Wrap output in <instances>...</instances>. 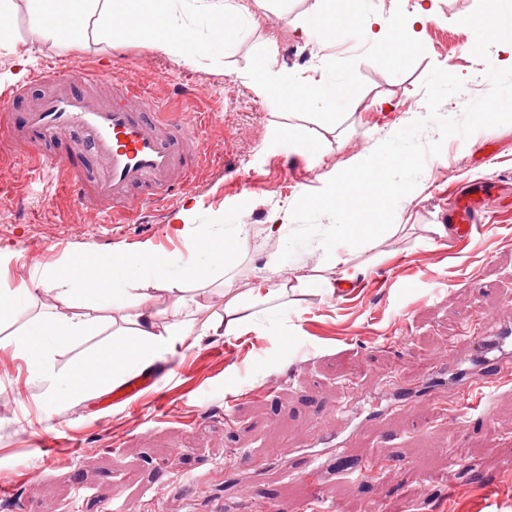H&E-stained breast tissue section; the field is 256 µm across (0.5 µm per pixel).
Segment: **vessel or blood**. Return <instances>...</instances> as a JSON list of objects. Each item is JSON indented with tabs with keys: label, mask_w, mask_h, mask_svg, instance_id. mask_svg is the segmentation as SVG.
Listing matches in <instances>:
<instances>
[{
	"label": "vessel or blood",
	"mask_w": 512,
	"mask_h": 512,
	"mask_svg": "<svg viewBox=\"0 0 512 512\" xmlns=\"http://www.w3.org/2000/svg\"><path fill=\"white\" fill-rule=\"evenodd\" d=\"M36 80L46 84V92L32 96L21 84L0 106V129L9 146L26 150L32 172L62 173L79 200L108 213L113 223L134 220L146 201L188 190L211 156L205 114L189 119L170 111L132 76L111 79L101 67L79 64L48 68ZM107 80L108 102L95 93ZM498 188L491 179L449 195L445 212L457 243L494 231L485 202ZM467 355V367L445 369L448 381L441 390L449 402L480 401L512 374V322L487 314ZM157 381L154 375L129 379L115 400L137 415L162 409Z\"/></svg>",
	"instance_id": "obj_1"
}]
</instances>
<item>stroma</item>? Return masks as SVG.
Returning <instances> with one entry per match:
<instances>
[{"mask_svg":"<svg viewBox=\"0 0 512 512\" xmlns=\"http://www.w3.org/2000/svg\"><path fill=\"white\" fill-rule=\"evenodd\" d=\"M476 2L426 0L433 19L401 54L389 42L369 47L345 40L353 0H336L332 46L294 28L307 20L310 0H267L259 27L227 26L223 48L191 66L133 40L34 48L27 13L19 11L13 46L0 48V99L20 81L18 56L31 55L30 74L101 64L111 75H134L174 111L208 113L205 134L214 153L189 197L172 196L142 222L113 224L75 201L58 172L34 177L22 154L0 152V248L16 254L0 281L31 279L68 252L159 242L188 199L198 202L201 224L220 209L225 221L243 215L255 225L297 196L304 207L295 223H330L319 197L321 174L358 163L394 130L424 116L422 81L432 66L464 82L441 106L443 115L457 118L488 92L476 80L487 63L512 64L501 45L491 48L489 60L472 55L474 33L459 20ZM271 37L279 68L308 75V66L287 57L291 49L343 70L336 130L326 146L310 138L327 122L322 111L259 98L241 79L264 63ZM301 136L308 142L299 153L292 142ZM501 175L505 183L486 203L497 222L494 234L463 246L451 230H437L448 193ZM395 221L403 232L355 250L346 268L322 272L336 280L380 277L386 287L331 298L313 288L292 291L276 325L260 322L241 336L212 333L185 358L156 362L167 391L157 416L111 405L107 391L43 411L42 389L28 381L25 364L0 356V480L24 468L19 512H100V502L111 497L122 512H262L271 498L303 502L305 512L331 503L337 512H367L372 503L380 512H512V380L494 392L483 423L471 420L463 399L453 413L432 397L409 411L396 404L400 389L431 377L441 355L464 357L485 314L495 310L512 320V125L446 140L441 154L427 159L411 203ZM34 243L44 247L37 258L29 254ZM258 383L274 384L275 393L245 399L225 417L226 395ZM196 408L203 419L185 429L183 416ZM318 431L345 443L362 472L331 473L311 488L303 476L306 458L333 452L314 446ZM48 435L62 440L56 454L63 466L46 464L39 443ZM116 436L122 447H113ZM187 476L195 495L186 492Z\"/></svg>","mask_w":512,"mask_h":512,"instance_id":"stroma-1","label":"stroma"}]
</instances>
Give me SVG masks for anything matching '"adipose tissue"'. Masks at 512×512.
<instances>
[{
  "label": "adipose tissue",
  "mask_w": 512,
  "mask_h": 512,
  "mask_svg": "<svg viewBox=\"0 0 512 512\" xmlns=\"http://www.w3.org/2000/svg\"><path fill=\"white\" fill-rule=\"evenodd\" d=\"M32 44L53 41L62 45L93 42L112 44L138 38L149 48L175 61L196 63L198 57L224 41V24L235 18L259 26L256 6L263 0H27ZM432 13L417 0L408 23L394 15L360 8L355 24L362 37L377 44L394 37L399 49L411 44L416 26L430 22ZM331 67L300 77L277 68L274 61L246 73L254 92L268 97L271 88L309 109L328 103L322 94L332 79ZM322 196L333 221L329 224L292 223V210L271 212L261 229L256 252H265L277 241L287 252H305L318 268L328 269L349 262L353 247L371 248L379 239L370 222L374 198L367 187V172L331 170L321 176ZM198 206L186 202L171 217L168 236L179 239L185 257L178 258L146 242L132 250L112 253L67 254L61 268L46 267L30 281L15 286L0 282V315L53 293L55 307L40 311L30 321L0 339V353L30 362L31 378L44 390L45 400L64 404L80 401L111 389L126 377L151 366L163 355L188 351L196 346L203 330H224L240 335L253 328L245 315L242 297L267 307V322L284 313L288 281L279 274L276 255H269L245 288L225 279L221 296L224 320L198 322L205 305L188 296L186 285L200 270H221L231 265L224 244L238 240L246 231L240 221L228 222L223 211H215L208 224H194ZM136 297L137 312L103 322L99 312L121 308L127 297ZM82 343L83 349L65 366L56 354L64 343Z\"/></svg>",
  "instance_id": "adipose-tissue-1"
}]
</instances>
